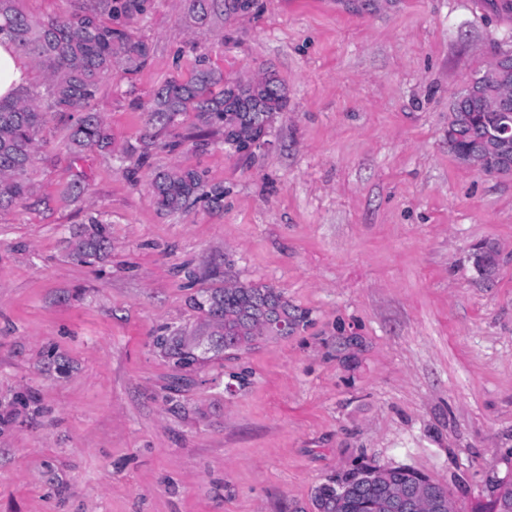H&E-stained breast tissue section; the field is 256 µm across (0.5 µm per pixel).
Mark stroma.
I'll return each mask as SVG.
<instances>
[{"label": "stroma", "mask_w": 512, "mask_h": 512, "mask_svg": "<svg viewBox=\"0 0 512 512\" xmlns=\"http://www.w3.org/2000/svg\"><path fill=\"white\" fill-rule=\"evenodd\" d=\"M132 28L151 57L99 88L108 145L73 161L52 117L34 195L0 210V512H311L315 487L364 464L488 512L512 479V176L458 163L448 112L512 48V17L490 0H257L199 24L189 0H153ZM202 55L282 86L265 147L225 149L191 112L149 125L153 91ZM167 169L203 171L223 207L161 211ZM78 177L86 196L63 200ZM93 216L112 250L85 266L70 241ZM236 281L281 289L307 326L170 391L154 337L196 334L190 296Z\"/></svg>", "instance_id": "obj_1"}]
</instances>
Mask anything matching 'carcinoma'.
Masks as SVG:
<instances>
[{
	"instance_id": "1",
	"label": "carcinoma",
	"mask_w": 512,
	"mask_h": 512,
	"mask_svg": "<svg viewBox=\"0 0 512 512\" xmlns=\"http://www.w3.org/2000/svg\"><path fill=\"white\" fill-rule=\"evenodd\" d=\"M193 0L192 11L203 21L208 9L232 14L227 0L205 5ZM151 0H78L65 15L38 19L25 12L20 0H0V42L10 43L45 75L46 88L37 91L19 86L0 97V209L16 206L32 196L29 172L38 153V137L52 116H69L67 144L73 160L105 143L103 119L93 106L100 84L120 68L137 74L148 62L150 46L136 36L131 23L145 15ZM232 81L224 73L200 64L186 81L172 79L154 93L148 123L166 128L186 112L195 113L204 126L224 129V145L259 140L266 120L287 104L282 88L272 79L244 84L245 97L224 99ZM501 82L490 78L483 95L464 102L463 111L449 124V150L504 158L512 164V144L490 137L501 114L487 102L500 91ZM157 206L170 213L186 209L200 199L213 208L224 203V186L208 185L205 173L196 169L158 171L152 179ZM107 225L93 219L74 233L71 257L93 265L110 249ZM191 306L203 319L197 336H158L156 346L173 361V383L184 380L180 372L193 370L208 360L241 351L257 339L289 336L307 323L308 314L288 302L282 291L269 285L236 283L206 288L191 298ZM284 323V334L267 330L269 323ZM375 481L396 490L412 487V470L375 466ZM354 469L318 486L312 496L315 512H391L387 498L371 491Z\"/></svg>"
}]
</instances>
